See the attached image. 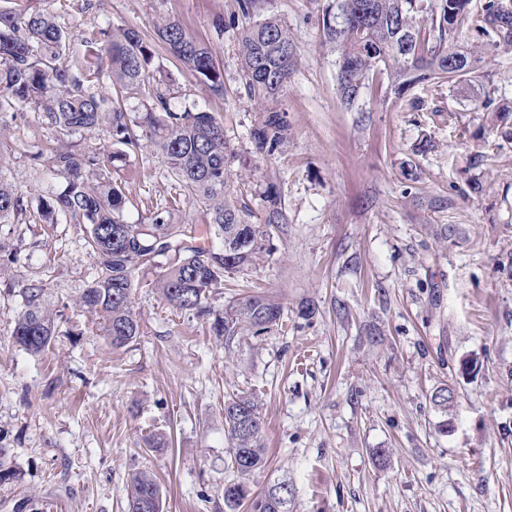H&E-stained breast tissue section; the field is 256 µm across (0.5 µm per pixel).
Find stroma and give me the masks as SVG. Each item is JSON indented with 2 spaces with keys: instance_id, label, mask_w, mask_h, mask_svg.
<instances>
[{
  "instance_id": "1",
  "label": "stroma",
  "mask_w": 512,
  "mask_h": 512,
  "mask_svg": "<svg viewBox=\"0 0 512 512\" xmlns=\"http://www.w3.org/2000/svg\"><path fill=\"white\" fill-rule=\"evenodd\" d=\"M238 2L25 0L67 32L66 65L102 29L150 38L169 19L210 47L223 95L160 45L150 71L173 111L214 113L248 158L232 171L245 176L240 200L255 221L272 184L287 222L209 304L220 313L261 291L282 304L283 323L225 346L147 277L132 294L140 336L112 346L76 303L96 271L82 227L0 223V463L14 473L0 484V512L27 499L47 512H126L138 469L156 476L163 512H224V401L236 393L261 404L266 464L253 482L288 478L292 512H512V141L479 109L488 97L512 105V51L485 53L455 84H415L408 95L420 111L382 86L355 112L339 101L336 48L322 30L334 0H258L248 18ZM271 13L287 25L297 64L279 100L288 140L262 156L250 138L259 107L242 88L239 35ZM0 137L14 147L0 178L32 207L66 185L39 158L44 145L112 150L109 133L52 127L31 104L0 112ZM425 137L433 149L415 154ZM409 165L416 181L405 178ZM123 173L129 223H147L179 193L149 140ZM34 278L63 315L41 356L12 337L19 290ZM305 303L318 309L308 321ZM467 360L474 373L463 372ZM444 384L455 391L447 414L430 400ZM153 434L166 450L146 448Z\"/></svg>"
}]
</instances>
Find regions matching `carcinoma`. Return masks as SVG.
Here are the masks:
<instances>
[{
  "instance_id": "1",
  "label": "carcinoma",
  "mask_w": 512,
  "mask_h": 512,
  "mask_svg": "<svg viewBox=\"0 0 512 512\" xmlns=\"http://www.w3.org/2000/svg\"><path fill=\"white\" fill-rule=\"evenodd\" d=\"M419 0H336V9L323 14L327 42L336 46V82L340 101L358 107L363 90L385 74L388 89L401 106L422 109L417 98L406 97L424 81L454 83L473 73L482 62L478 54L452 51L464 28H475L494 49H512V0H486L472 11L471 0H433L425 9ZM99 48L74 65L59 63L67 50L66 32L55 18L27 9H0V112L20 103L42 109L48 124L73 132L106 128L116 150L103 157L75 147L46 149L50 168L65 176L62 192L42 199L36 209L8 183L0 180V222L25 216L27 224H41L62 215L68 224L84 227V241L93 256L96 273L79 296L78 304L94 313L99 331L115 347L141 334L132 305L133 289L149 273L155 259L173 253L157 289L173 307L198 317L213 316L210 329L225 345L240 336H259L279 325L282 306L265 295L250 294L229 302L215 313L207 300L224 286V276L245 275L268 250L271 226L286 223L281 196L272 186L261 195L264 222L251 221L252 211L239 202L230 168L237 152L224 138V127L211 112L170 110L158 84L151 82L149 66L153 42L135 28L100 32ZM158 40L185 66L197 73L210 90L224 93V79L211 50L191 37L183 26L169 21L157 30ZM106 63L112 85L122 96L148 95L147 136L166 160L168 173L188 199L205 204L210 215L211 244H195L196 227L174 222L178 201L157 205L151 223L130 224L123 216L124 186L119 162L126 151L140 148L133 129L135 119L118 100L96 90L101 63ZM296 67V50L288 28L275 15L243 28L240 36L241 83L245 95L262 106L261 118L251 130L256 152L271 156L281 149L288 130L287 112L278 99ZM482 109L492 113V128L512 140V111L494 106L491 98ZM96 170L90 181L88 169ZM23 310L12 336L32 354L47 351L55 341L58 314L50 309L46 289L29 284L20 289ZM224 425L230 441L229 465L233 479L224 484V512H290L293 493L278 483L257 492L250 477L264 465L263 420L258 401L236 395L224 402ZM152 507L143 508L146 498ZM128 512H163L162 491L147 471L130 474Z\"/></svg>"
}]
</instances>
